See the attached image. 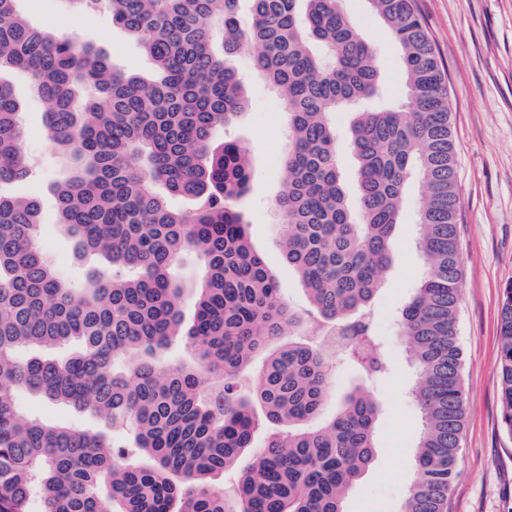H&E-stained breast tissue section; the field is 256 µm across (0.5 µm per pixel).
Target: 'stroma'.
<instances>
[{
	"label": "stroma",
	"instance_id": "stroma-1",
	"mask_svg": "<svg viewBox=\"0 0 512 512\" xmlns=\"http://www.w3.org/2000/svg\"><path fill=\"white\" fill-rule=\"evenodd\" d=\"M416 3L447 71L460 191L463 283L458 337L468 405L460 475L448 499V512H512V436L501 423L496 372L502 290L512 281V0ZM340 6L374 46L390 99L404 100L401 50L369 0H340ZM18 9L45 31L60 34L71 29L103 51L117 69L143 76L153 71L140 43L106 12L77 15L65 0H19ZM230 63L244 76L247 104L239 121L216 129L214 141L231 138L249 148L253 175L240 207L256 249L277 271L284 298L301 311L307 306L306 294L280 260L277 242L284 226L272 219L273 202L286 182V114L278 97L255 74L249 54H239ZM12 81L23 104L24 151L39 171L37 179L16 184L13 192L40 199L42 251L62 275L83 280L98 261L75 257L58 222L51 191L53 183L67 176L66 160L47 140L42 123L45 103L28 93L22 75H13ZM419 209L418 188L409 185L392 262L376 302L380 353L389 365L375 383L381 406L378 454L349 494L346 512H399L416 477L413 444L419 418L409 393L413 377L396 315L424 269L413 246Z\"/></svg>",
	"mask_w": 512,
	"mask_h": 512
}]
</instances>
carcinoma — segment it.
<instances>
[{"label": "carcinoma", "mask_w": 512, "mask_h": 512, "mask_svg": "<svg viewBox=\"0 0 512 512\" xmlns=\"http://www.w3.org/2000/svg\"><path fill=\"white\" fill-rule=\"evenodd\" d=\"M16 2L0 0V512H33L37 501L42 512H344L378 452L370 385L387 362L374 305L411 183L425 269L397 318L420 432L400 512H447L468 404L459 194L446 71L415 0H369L401 48L407 94L368 110L364 102L383 97L380 70L339 0H250L245 18L239 0H105L150 57L149 78L115 70L76 36L31 25ZM251 49L288 112V180L275 210L286 224L281 259L307 294L304 316L283 299L238 209L249 152L235 140L212 146L247 101L225 58ZM16 71L50 104L46 135L68 161L52 186L59 224L76 257L107 266L88 271L81 288L39 246V202L10 192L36 175L6 79ZM338 112L355 114V209ZM158 185L191 210L172 208ZM187 250L205 271L188 328L173 274ZM323 332L365 337L372 363L330 349ZM177 337L188 363L165 359ZM343 354L360 382L326 416ZM497 374L512 435V283L501 297ZM19 390L131 431L132 441L33 416L18 406ZM228 470L238 475L230 498L214 483Z\"/></svg>", "instance_id": "cac0c4a2"}]
</instances>
